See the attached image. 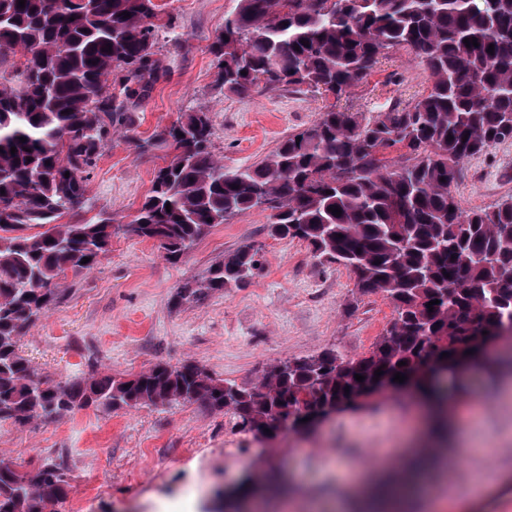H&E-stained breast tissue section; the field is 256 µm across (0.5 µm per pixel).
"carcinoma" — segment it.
Masks as SVG:
<instances>
[{
  "mask_svg": "<svg viewBox=\"0 0 512 512\" xmlns=\"http://www.w3.org/2000/svg\"><path fill=\"white\" fill-rule=\"evenodd\" d=\"M18 2L0 0V67H15L0 79V230L41 231L0 236V419L25 425L91 405L200 402L270 442L387 394L417 390L446 408L466 391L462 374L471 368L496 379L488 347L512 330V198L465 210L452 187L464 161L512 140V0H238L210 47L217 82L241 98L260 86L306 87L325 104L260 163L233 170L210 149L208 113H183L156 134L174 154L126 224L102 214L81 219L84 174L112 131L133 125L112 76L128 96L132 85L145 91L163 75L153 50L159 5ZM467 38L479 46L466 47ZM390 49L424 68L426 90L371 117L338 105ZM391 148L407 158L389 164ZM254 208L271 211L270 236L308 243L320 262L348 269L359 291L394 305L395 321L368 354L326 350L281 362L249 388L194 364L55 382L19 354L26 328L57 301L67 272L92 269L113 235L153 240L176 260L212 227ZM66 215L71 221L61 222ZM260 266L259 250L246 246L185 281L176 298L199 302L243 286ZM397 372L407 379L393 381ZM68 487L56 462L31 475L0 461V512H50ZM264 491L247 476L224 507L206 512H250Z\"/></svg>",
  "mask_w": 512,
  "mask_h": 512,
  "instance_id": "obj_1",
  "label": "carcinoma"
}]
</instances>
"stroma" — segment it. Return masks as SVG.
Returning <instances> with one entry per match:
<instances>
[{
    "label": "stroma",
    "instance_id": "obj_1",
    "mask_svg": "<svg viewBox=\"0 0 512 512\" xmlns=\"http://www.w3.org/2000/svg\"><path fill=\"white\" fill-rule=\"evenodd\" d=\"M155 2L173 18L155 35L164 74L125 101L132 138L113 135L86 177L89 216L104 211L118 224L139 208L170 154L163 145L139 154L135 140L201 110L212 120L213 153L236 168L259 162L309 126L321 105L312 92L240 98L217 83L210 46L237 0ZM427 85V72L393 50L340 104L372 116L386 103L412 102ZM454 194L465 209L512 198V141L467 160ZM268 222L262 210L235 216L175 261L154 241L113 236L96 267L67 275L58 301L22 336L20 355L56 381L95 367L132 375L159 362H192L215 378L249 386L279 361L327 348L352 356L371 350L394 321L390 302L361 293L349 271L320 263L306 242L270 237ZM246 245L262 255L250 284L176 302L180 282ZM452 406L472 440L491 436L497 445L447 466L435 495L447 501V512H512V374L490 386L473 375L466 398ZM414 419L403 396L374 398L333 415L312 434L254 442L228 460L226 442L245 433L234 418L205 405L89 407L24 426L0 422V459L26 457L31 472L48 457L61 463L70 488L58 512H201L197 487L229 489L246 474L263 476L278 467L295 483L269 494L272 512H310L313 501L329 504L350 494L351 478L373 472L378 456L401 455ZM486 471L496 473L498 483L468 497L473 475Z\"/></svg>",
    "mask_w": 512,
    "mask_h": 512
}]
</instances>
